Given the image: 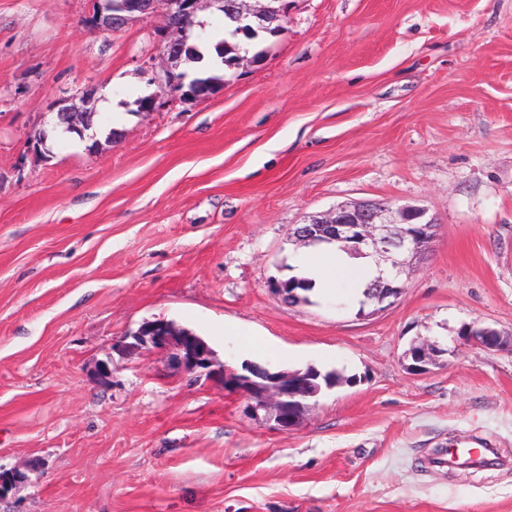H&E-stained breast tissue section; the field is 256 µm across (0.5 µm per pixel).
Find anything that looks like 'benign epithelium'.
Segmentation results:
<instances>
[{
  "mask_svg": "<svg viewBox=\"0 0 512 512\" xmlns=\"http://www.w3.org/2000/svg\"><path fill=\"white\" fill-rule=\"evenodd\" d=\"M159 0H100L93 16L95 27L114 30L153 14ZM168 5L165 24L157 30V41L170 62L177 61L173 48L186 42L189 33L197 26L196 18L201 0H165ZM237 3L238 19L250 21L262 18L281 29L284 7H274L271 0L256 9ZM161 90L174 100L184 102L192 98L181 87L180 79L171 71L154 78ZM426 212L411 207L397 211L380 202L365 201L353 206H341L325 214L312 217L306 224L291 229L290 236L305 244L313 242H341L355 256L372 257L377 267V277L372 285L370 304L383 308L403 291L401 276L405 267L421 258L433 237L435 224L425 219ZM459 340L465 345H478L486 349L497 348L504 337L495 329L465 325L459 331ZM128 348H148L167 355L181 368L193 373L206 371L209 378H220L255 401V408L268 412V418L278 430L294 428L305 408L304 400L321 392V386L312 377L302 373L272 372L266 368L253 371V375L231 373L225 365H216L211 350L204 340L189 331H181L153 320L144 322L129 334ZM445 354L437 344L414 346L409 350L412 369L421 371L432 359ZM26 479L19 471L0 473V493L8 495L13 487Z\"/></svg>",
  "mask_w": 512,
  "mask_h": 512,
  "instance_id": "obj_1",
  "label": "benign epithelium"
}]
</instances>
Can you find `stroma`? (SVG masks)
<instances>
[{"label":"stroma","instance_id":"obj_1","mask_svg":"<svg viewBox=\"0 0 512 512\" xmlns=\"http://www.w3.org/2000/svg\"><path fill=\"white\" fill-rule=\"evenodd\" d=\"M96 7L0 0V469L28 474L0 512H512V349L457 336L512 333V0H288L262 63L239 51L213 94L150 112L164 6L112 31ZM62 103L95 144L50 137ZM366 200L436 225L394 303L268 289L293 225ZM154 319L234 372L345 381L280 431L120 350ZM422 341L445 353L416 372ZM464 444L492 461L429 465ZM458 336L465 345H478L486 349L497 348L504 342V337L497 330L474 324L464 325Z\"/></svg>","mask_w":512,"mask_h":512}]
</instances>
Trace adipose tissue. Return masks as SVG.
<instances>
[{
  "label": "adipose tissue",
  "instance_id": "adipose-tissue-1",
  "mask_svg": "<svg viewBox=\"0 0 512 512\" xmlns=\"http://www.w3.org/2000/svg\"><path fill=\"white\" fill-rule=\"evenodd\" d=\"M293 266L294 275L307 279L313 293L326 297L340 286L349 288L353 297H360L376 273L369 260L350 257L332 244H322L300 253L295 257Z\"/></svg>",
  "mask_w": 512,
  "mask_h": 512
}]
</instances>
